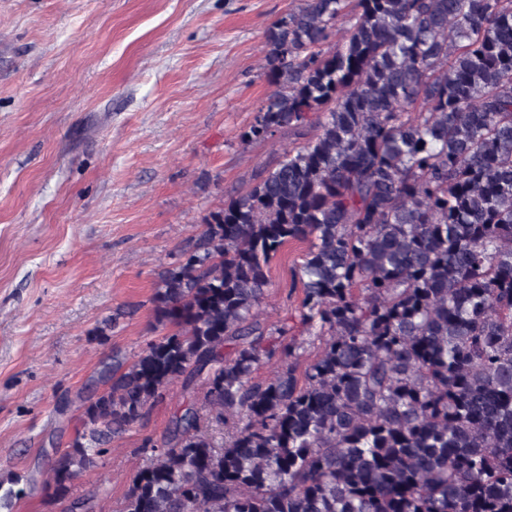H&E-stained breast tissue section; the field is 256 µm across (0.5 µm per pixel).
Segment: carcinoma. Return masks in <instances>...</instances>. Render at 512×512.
<instances>
[{
  "label": "carcinoma",
  "instance_id": "obj_1",
  "mask_svg": "<svg viewBox=\"0 0 512 512\" xmlns=\"http://www.w3.org/2000/svg\"><path fill=\"white\" fill-rule=\"evenodd\" d=\"M266 47L241 142L315 134L158 274L163 334L63 402L47 502L95 512L73 479L179 382L123 512H512V0H299ZM294 241L320 351L257 380ZM24 495L0 483V512ZM308 246L307 242L289 244L268 267L270 288L262 306L261 320L276 337L275 329L284 323L293 325L290 318L298 314L303 294L300 284L293 286L292 272L302 261Z\"/></svg>",
  "mask_w": 512,
  "mask_h": 512
}]
</instances>
